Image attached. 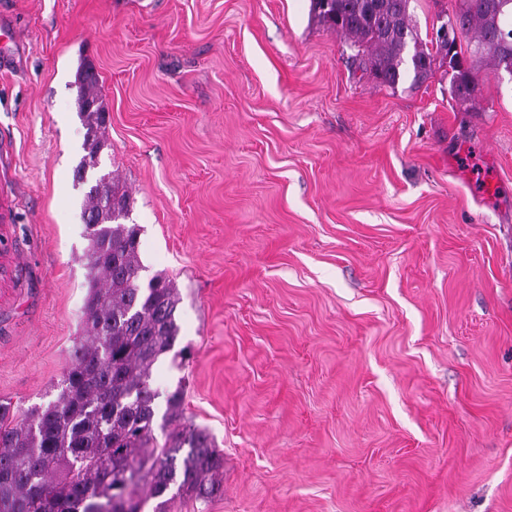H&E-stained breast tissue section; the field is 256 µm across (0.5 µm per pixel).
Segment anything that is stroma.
Listing matches in <instances>:
<instances>
[{
  "label": "stroma",
  "instance_id": "35a3bbf8",
  "mask_svg": "<svg viewBox=\"0 0 512 512\" xmlns=\"http://www.w3.org/2000/svg\"><path fill=\"white\" fill-rule=\"evenodd\" d=\"M0 399L48 403L89 290L90 177L177 285L151 386L224 457L175 512H512V82L354 73L310 0H0ZM75 83L78 86L77 110L86 129L84 149L87 150L75 177L86 182L88 170L97 167L98 155L104 147L107 111L101 94L100 76L91 63H81Z\"/></svg>",
  "mask_w": 512,
  "mask_h": 512
}]
</instances>
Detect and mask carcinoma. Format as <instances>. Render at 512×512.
Returning a JSON list of instances; mask_svg holds the SVG:
<instances>
[{
	"label": "carcinoma",
	"mask_w": 512,
	"mask_h": 512,
	"mask_svg": "<svg viewBox=\"0 0 512 512\" xmlns=\"http://www.w3.org/2000/svg\"><path fill=\"white\" fill-rule=\"evenodd\" d=\"M457 2L456 30L471 38L451 56L420 38L411 0H311V11L344 40L354 68L380 84L416 88L424 83L420 70L447 62L452 91L468 99L478 92L474 63L512 76V0ZM75 83L87 150L75 177L85 182L104 147L106 107L91 63H81ZM130 208L128 190L110 175L89 185L83 337L56 400L20 418L0 402V512H142L150 500L154 512H172L178 498L206 502L223 494L224 456L186 418L182 387L166 397L171 431L162 443L154 433L152 369L178 341L180 298L162 274L143 281L140 229L124 223Z\"/></svg>",
	"instance_id": "cac0c4a2"
}]
</instances>
